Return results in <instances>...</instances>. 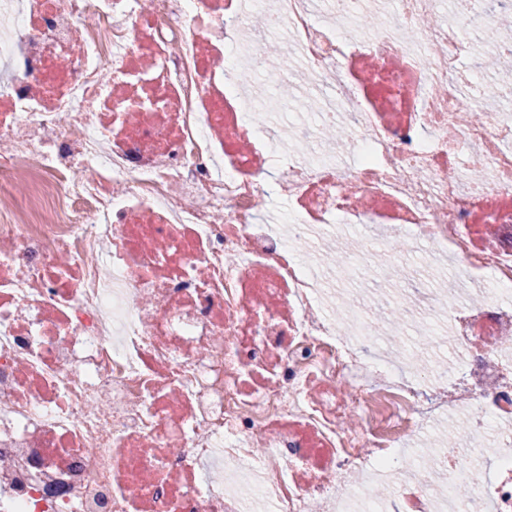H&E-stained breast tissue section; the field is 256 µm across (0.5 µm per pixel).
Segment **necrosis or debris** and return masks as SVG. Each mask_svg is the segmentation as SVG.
<instances>
[{"mask_svg":"<svg viewBox=\"0 0 512 512\" xmlns=\"http://www.w3.org/2000/svg\"><path fill=\"white\" fill-rule=\"evenodd\" d=\"M441 7L0 0V512H512V112L467 96ZM272 48L329 90L302 156ZM328 241L339 278L403 279L404 321L325 287Z\"/></svg>","mask_w":512,"mask_h":512,"instance_id":"4bbe7bcc","label":"necrosis or debris"}]
</instances>
